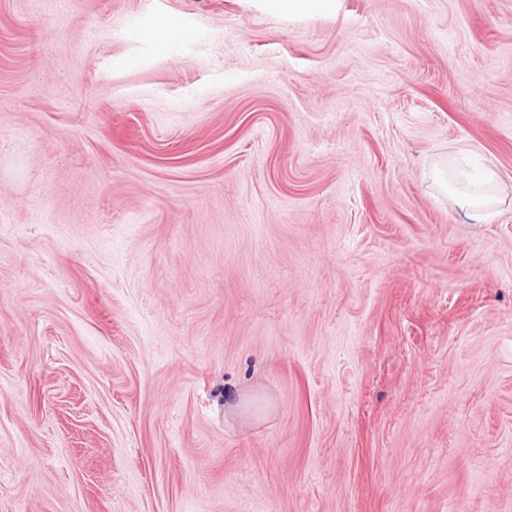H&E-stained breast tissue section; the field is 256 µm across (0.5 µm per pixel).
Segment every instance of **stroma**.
Returning <instances> with one entry per match:
<instances>
[{"label": "stroma", "instance_id": "35a3bbf8", "mask_svg": "<svg viewBox=\"0 0 512 512\" xmlns=\"http://www.w3.org/2000/svg\"><path fill=\"white\" fill-rule=\"evenodd\" d=\"M0 512H512V0H0ZM269 9L288 15H312L336 9L335 0H266ZM138 36L152 41L161 51L175 54L180 46L189 38V35L181 30L162 27L151 31L138 32ZM456 206L463 212L468 224H488L493 218L492 205L496 199L467 195H454Z\"/></svg>", "mask_w": 512, "mask_h": 512}]
</instances>
